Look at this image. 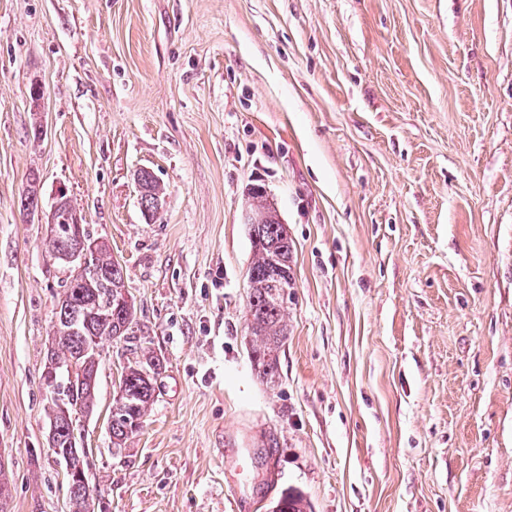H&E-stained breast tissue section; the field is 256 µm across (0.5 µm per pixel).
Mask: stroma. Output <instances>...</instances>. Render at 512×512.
Listing matches in <instances>:
<instances>
[{
    "label": "stroma",
    "instance_id": "stroma-1",
    "mask_svg": "<svg viewBox=\"0 0 512 512\" xmlns=\"http://www.w3.org/2000/svg\"><path fill=\"white\" fill-rule=\"evenodd\" d=\"M255 184L294 242L272 383ZM62 189L137 309L83 420L105 512H271L288 488L311 512H512V0H0L6 512H69L43 384ZM146 352L155 402L118 449L116 381ZM142 180L144 182V193L141 196V205L147 213L148 218L154 216L158 210V202L163 197V188L156 180L154 175L148 170H142Z\"/></svg>",
    "mask_w": 512,
    "mask_h": 512
}]
</instances>
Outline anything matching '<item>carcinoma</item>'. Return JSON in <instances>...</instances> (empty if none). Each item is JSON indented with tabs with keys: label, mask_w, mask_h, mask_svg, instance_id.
Wrapping results in <instances>:
<instances>
[{
	"label": "carcinoma",
	"mask_w": 512,
	"mask_h": 512,
	"mask_svg": "<svg viewBox=\"0 0 512 512\" xmlns=\"http://www.w3.org/2000/svg\"><path fill=\"white\" fill-rule=\"evenodd\" d=\"M144 193L141 205L147 216L158 210L163 188L154 175L142 171ZM250 198L258 208L267 212L266 223L256 236L250 238L253 259L248 268V329L251 336V359L259 376L269 382L279 376L280 351L288 336L287 306L278 285H290L293 279V240L288 228L272 210L267 191L257 185L250 190ZM95 274L89 281H75L71 276L64 279L63 295L55 312V321L63 327L75 328L71 333H60L51 343L47 356L64 366L77 362L83 366L82 377L70 381L64 391L53 392L47 407L50 423L56 433L52 438V454L62 458L67 448L69 422L66 411L77 403L89 414L96 403L100 355L94 353L105 338L134 335L136 322L135 305L119 301L125 288L126 271L112 258L110 249L102 244L91 258ZM160 360L152 355L143 356L135 365L122 373L119 385L125 397L119 412L112 420V445L121 447L133 434V424L142 423L155 399ZM304 496L295 490H284L273 506L272 512H306Z\"/></svg>",
	"instance_id": "cac0c4a2"
}]
</instances>
